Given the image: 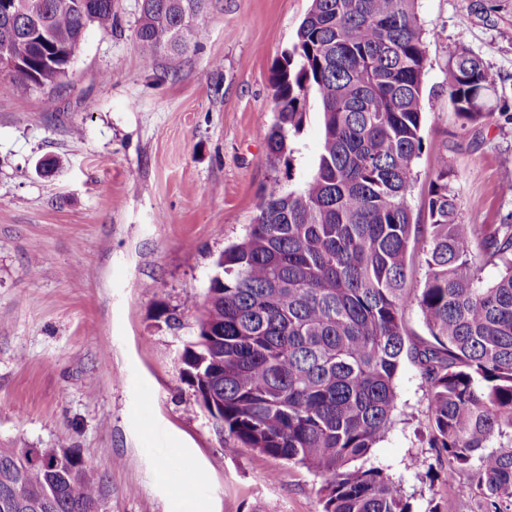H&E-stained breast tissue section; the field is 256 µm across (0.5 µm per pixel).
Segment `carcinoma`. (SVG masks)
<instances>
[{"instance_id":"carcinoma-1","label":"carcinoma","mask_w":512,"mask_h":512,"mask_svg":"<svg viewBox=\"0 0 512 512\" xmlns=\"http://www.w3.org/2000/svg\"><path fill=\"white\" fill-rule=\"evenodd\" d=\"M0 11V95L24 96L67 77L88 26L112 28L115 0H15ZM206 0H141L145 67L198 46ZM427 66L417 0H311L291 52L272 73L277 118L267 159L301 131L305 102L321 106L314 173L264 191L246 237L222 252L224 280L183 348L182 375L238 442L319 474L322 512H411L399 483L357 461L389 430L404 359L418 367L431 410L430 447L448 485L478 512H512V213L465 224L439 159L429 223L408 196L423 149ZM498 75L464 49L448 63L462 125L486 115ZM426 279L407 288L412 238ZM503 270L485 283L479 265ZM430 339L411 340L406 307ZM469 483L458 482L461 475ZM105 479L76 452L0 448V512H97Z\"/></svg>"}]
</instances>
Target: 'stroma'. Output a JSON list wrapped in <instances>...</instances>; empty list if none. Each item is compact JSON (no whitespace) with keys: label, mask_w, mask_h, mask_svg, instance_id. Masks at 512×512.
Masks as SVG:
<instances>
[{"label":"stroma","mask_w":512,"mask_h":512,"mask_svg":"<svg viewBox=\"0 0 512 512\" xmlns=\"http://www.w3.org/2000/svg\"><path fill=\"white\" fill-rule=\"evenodd\" d=\"M311 0H207L202 50L144 69L139 0L89 26L66 81L0 95V448H72L107 480L105 512H320V476L233 440L182 376L225 246L272 180L305 182L321 148L307 99L290 157L267 161L270 81ZM426 29L423 150L409 201L428 221L438 154L467 224H499L512 196V0H418ZM499 77L488 116L462 126L448 94L460 49ZM50 159L52 170H37ZM174 314L167 325L164 313ZM394 423L370 455L412 512H476L430 448L426 387L400 365ZM175 453L184 479L162 477Z\"/></svg>","instance_id":"obj_1"}]
</instances>
